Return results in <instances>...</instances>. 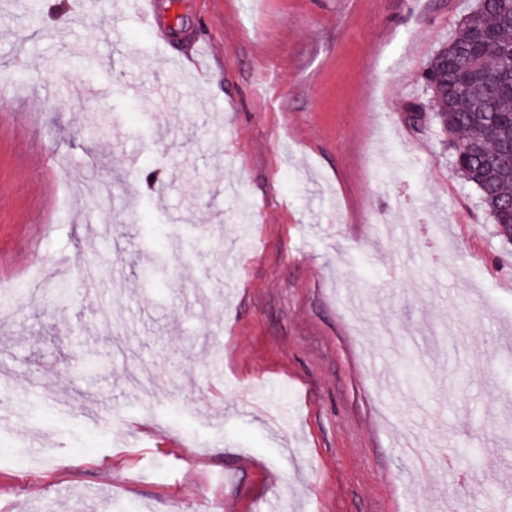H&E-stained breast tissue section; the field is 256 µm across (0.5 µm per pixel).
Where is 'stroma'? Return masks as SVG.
Segmentation results:
<instances>
[{"label":"stroma","mask_w":512,"mask_h":512,"mask_svg":"<svg viewBox=\"0 0 512 512\" xmlns=\"http://www.w3.org/2000/svg\"><path fill=\"white\" fill-rule=\"evenodd\" d=\"M130 2L0 0V512H512V233L411 110L474 0Z\"/></svg>","instance_id":"obj_1"}]
</instances>
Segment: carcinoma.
<instances>
[{"label": "carcinoma", "instance_id": "obj_1", "mask_svg": "<svg viewBox=\"0 0 512 512\" xmlns=\"http://www.w3.org/2000/svg\"><path fill=\"white\" fill-rule=\"evenodd\" d=\"M435 118L456 136L451 164L512 232V0H478L421 74Z\"/></svg>", "mask_w": 512, "mask_h": 512}]
</instances>
